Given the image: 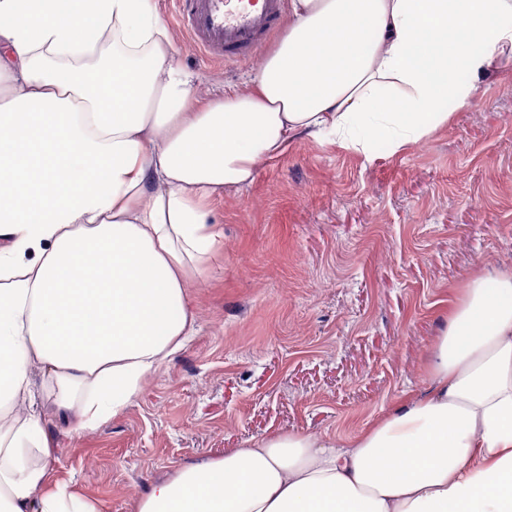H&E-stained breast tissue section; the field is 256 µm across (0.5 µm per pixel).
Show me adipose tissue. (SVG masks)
<instances>
[{
  "mask_svg": "<svg viewBox=\"0 0 512 512\" xmlns=\"http://www.w3.org/2000/svg\"><path fill=\"white\" fill-rule=\"evenodd\" d=\"M508 63L512 0H291L278 49L201 97L153 0H0V512H100L12 409L37 385L78 431L130 407L197 334L215 198L303 135L407 149ZM427 372L351 439H253L137 512H512V266L462 288Z\"/></svg>",
  "mask_w": 512,
  "mask_h": 512,
  "instance_id": "adipose-tissue-1",
  "label": "adipose tissue"
}]
</instances>
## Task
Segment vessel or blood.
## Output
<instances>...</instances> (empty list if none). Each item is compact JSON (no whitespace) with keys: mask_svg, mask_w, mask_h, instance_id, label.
Returning <instances> with one entry per match:
<instances>
[{"mask_svg":"<svg viewBox=\"0 0 512 512\" xmlns=\"http://www.w3.org/2000/svg\"><path fill=\"white\" fill-rule=\"evenodd\" d=\"M286 0H177L181 22L215 60L255 55L281 25Z\"/></svg>","mask_w":512,"mask_h":512,"instance_id":"obj_1","label":"vessel or blood"}]
</instances>
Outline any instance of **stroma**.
Instances as JSON below:
<instances>
[{
	"mask_svg": "<svg viewBox=\"0 0 512 512\" xmlns=\"http://www.w3.org/2000/svg\"><path fill=\"white\" fill-rule=\"evenodd\" d=\"M199 93L242 85L278 47L210 59L175 0H156ZM409 150L371 154L310 137L213 205L224 248L190 290L198 333L146 378L127 411L77 432L38 398L53 481L133 512L176 468L297 432L339 440L422 393L458 288L512 265V65Z\"/></svg>",
	"mask_w": 512,
	"mask_h": 512,
	"instance_id": "1",
	"label": "stroma"
}]
</instances>
